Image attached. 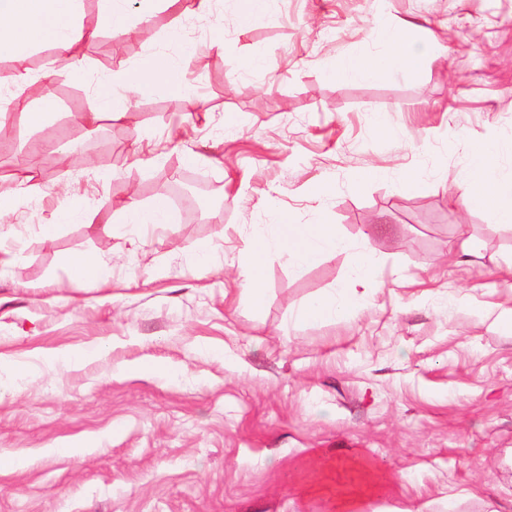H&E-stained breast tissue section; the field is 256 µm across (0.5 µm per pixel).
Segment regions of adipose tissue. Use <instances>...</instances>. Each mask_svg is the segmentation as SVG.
I'll return each mask as SVG.
<instances>
[{
    "label": "adipose tissue",
    "mask_w": 512,
    "mask_h": 512,
    "mask_svg": "<svg viewBox=\"0 0 512 512\" xmlns=\"http://www.w3.org/2000/svg\"><path fill=\"white\" fill-rule=\"evenodd\" d=\"M217 0H141L137 18H130L127 0H98V22L85 27L79 22L83 0H0V52L7 53L12 67L0 79V112H13L27 126L42 125L47 112L30 102L26 91L41 77L33 69L29 56L33 49L51 46L57 59L75 73L85 71L88 63L73 46L81 40L96 39L100 32H116L126 38L138 37L149 25L156 10L164 8L180 17L206 16ZM378 45L375 53H353L342 57L326 72L337 83L370 82L384 73L406 78L417 77L435 47L423 36L414 21H393L377 16L369 34ZM193 45L183 26L171 28L161 43L149 50L145 60L123 66L99 78L94 89L95 106L87 112L88 125H96L102 115L121 116L127 112L134 95L168 91L176 72L189 66ZM468 166L474 173L461 203L490 212L497 223H512V177L497 166L499 155L512 147L498 141L462 145ZM348 244L332 224H291L282 220L253 227L249 246L248 270L244 280L247 297L254 309L265 302L264 269L270 251H277L290 266L308 267L328 255L347 249ZM377 263L367 249L353 255L349 276L338 292L307 304L299 317L306 322L336 321L351 315L362 298L361 291L373 279Z\"/></svg>",
    "instance_id": "1"
}]
</instances>
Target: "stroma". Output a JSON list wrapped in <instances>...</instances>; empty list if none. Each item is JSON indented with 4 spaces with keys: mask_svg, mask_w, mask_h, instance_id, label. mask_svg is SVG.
I'll use <instances>...</instances> for the list:
<instances>
[{
    "mask_svg": "<svg viewBox=\"0 0 512 512\" xmlns=\"http://www.w3.org/2000/svg\"><path fill=\"white\" fill-rule=\"evenodd\" d=\"M366 0H269L242 23L228 5L191 19L197 46L167 93L133 98L89 133L96 79L143 58L173 24L158 10L140 40L105 33L76 46L74 74L35 52L51 101L37 127L0 130V512H512V224L455 202L467 185L462 141L512 140V0H388L442 48L419 78L343 85L325 72L372 51ZM261 53L266 67L248 73ZM230 116L237 135L221 128ZM198 155L197 165L184 164ZM424 170L416 185L399 173ZM377 178L362 181L365 170ZM215 205L147 231L134 248L120 209L186 175ZM44 194L19 197L25 176ZM328 181L319 201L310 186ZM76 204L114 231L65 225ZM333 224L378 262L359 308L304 323L296 311L338 287L337 252L289 268L266 258L265 305L240 285L252 225L278 217ZM479 249L460 256L463 240ZM214 262L193 267L196 244ZM86 254L111 278L93 287L64 259ZM100 348L71 369L44 353ZM144 365L139 376L124 365ZM78 455H70L74 446ZM64 224H83L88 234L97 235L101 231H107L108 224L100 226L92 217L78 206H62L53 214L45 224H40V233L45 241H52L60 227Z\"/></svg>",
    "mask_w": 512,
    "mask_h": 512,
    "instance_id": "obj_1",
    "label": "stroma"
}]
</instances>
